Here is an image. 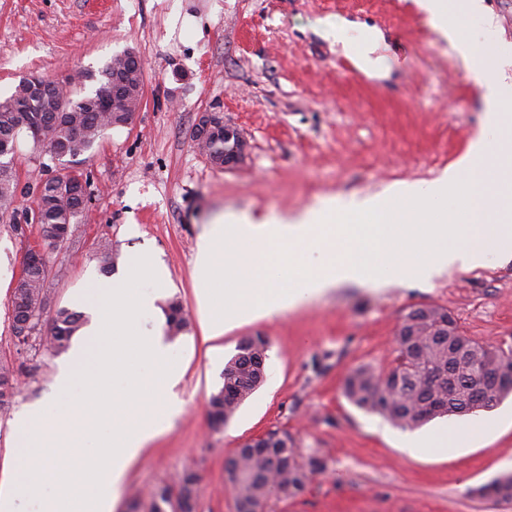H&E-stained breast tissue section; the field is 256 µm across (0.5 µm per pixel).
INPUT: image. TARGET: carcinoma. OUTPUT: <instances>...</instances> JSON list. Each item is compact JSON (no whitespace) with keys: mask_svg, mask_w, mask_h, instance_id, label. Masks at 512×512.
I'll return each instance as SVG.
<instances>
[{"mask_svg":"<svg viewBox=\"0 0 512 512\" xmlns=\"http://www.w3.org/2000/svg\"><path fill=\"white\" fill-rule=\"evenodd\" d=\"M116 65L124 68L130 88V101L136 103L143 89V70L131 52L113 56L102 68L106 73ZM97 92L69 93L64 99L68 112L63 114L64 124L79 130L77 136H67L52 123V116L40 115L45 127L52 130L51 139L66 141L68 152L79 163L78 157L90 151L102 134L116 127L121 117L113 112H101L92 107ZM20 98V87H15L8 98L0 100V137L10 138L8 152L0 151V209L11 208L16 197L17 180L14 177L15 155L23 130L17 128L14 105ZM237 135L230 137L219 133L206 145L210 161L224 157V148L233 144ZM70 173L64 172L57 184L47 187L36 199L42 206L40 231L51 232L66 226L72 227L82 217L87 203L70 194ZM50 260L44 259L42 271L32 275L20 289L22 303L12 305V313L18 318L29 310L46 303L44 288L50 269ZM168 335L175 338L187 328V319L180 301L172 298L165 308ZM448 311L436 306H423L411 310L403 319L396 334L395 365L400 370L401 382L393 384L369 365L350 370L343 383L345 397L357 408L378 414L393 426L414 429L434 418L467 415L474 411L476 400L472 394L481 385L483 392L493 402L505 399L509 391L495 386L498 373L512 376V348L490 347L465 335L455 320H450L456 332V342L448 343V337L435 333L436 318H445ZM85 323L84 315L62 307L52 316L50 334L42 338V345L57 355L67 351L74 336ZM223 384L209 397V419L214 428L232 418L240 407L257 390L260 380L259 363L231 357L224 364ZM17 391L13 368L0 361V408L9 405ZM225 468L235 471V497L243 502L256 503L271 497L277 491L278 499L288 501L306 490L311 477L326 469L323 459L304 457L292 438L260 440L233 453L225 462ZM198 476L185 469L169 483L152 489L148 494V512H192L188 500L197 490ZM484 500L498 502L512 500V481L505 484L490 482L475 490Z\"/></svg>","mask_w":512,"mask_h":512,"instance_id":"obj_1","label":"carcinoma"}]
</instances>
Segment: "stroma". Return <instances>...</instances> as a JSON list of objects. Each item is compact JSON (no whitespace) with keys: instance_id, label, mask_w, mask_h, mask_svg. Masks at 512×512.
I'll list each match as a JSON object with an SVG mask.
<instances>
[{"instance_id":"obj_1","label":"stroma","mask_w":512,"mask_h":512,"mask_svg":"<svg viewBox=\"0 0 512 512\" xmlns=\"http://www.w3.org/2000/svg\"><path fill=\"white\" fill-rule=\"evenodd\" d=\"M484 13L462 31L494 54L495 76L512 85V0H483ZM379 32V67L362 70L322 22ZM131 51L144 64L143 99L131 122L106 130L77 169L89 175L92 200L70 243L55 250L45 283L47 313L73 307L72 294L99 275L100 250L118 266L153 253L168 272L138 318L151 330L178 298L189 329L170 339L182 371L181 410L161 417V435L130 467L113 501L134 498L183 469L199 477L196 512H233L225 460L245 439L284 430L302 454L327 464L305 492L269 512H512L475 488L512 474V395L477 410L491 428L441 454L410 452L405 430L359 410L343 392L349 370L379 371L396 357L398 325L412 309L448 310L462 330L492 346H512V263L489 259L430 282L388 288L344 286L284 315L202 334L193 278L197 243L220 215L255 220L299 214L329 197L350 198L403 182L431 181L468 151L484 123V91L473 68L429 25L416 0H0V96L25 76L69 80L94 90L87 71ZM247 140L234 167L213 164L191 131L212 109ZM48 155L21 143L16 207L31 203ZM40 227L14 230L0 212V360L18 380L0 410V481L20 468L12 423L22 405L49 417L76 403L54 389L62 356L17 352L10 299L26 251ZM270 341L262 385L222 428L209 422L208 398L222 383L238 341Z\"/></svg>"}]
</instances>
